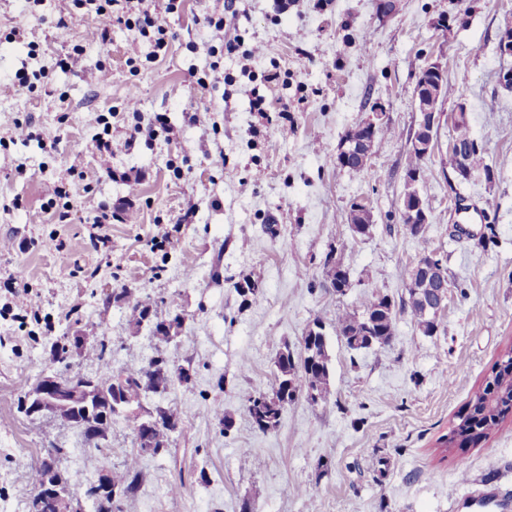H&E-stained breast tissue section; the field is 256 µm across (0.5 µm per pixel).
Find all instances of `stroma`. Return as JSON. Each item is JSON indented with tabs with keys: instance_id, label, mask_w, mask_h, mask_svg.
I'll list each match as a JSON object with an SVG mask.
<instances>
[{
	"instance_id": "obj_1",
	"label": "stroma",
	"mask_w": 512,
	"mask_h": 512,
	"mask_svg": "<svg viewBox=\"0 0 512 512\" xmlns=\"http://www.w3.org/2000/svg\"><path fill=\"white\" fill-rule=\"evenodd\" d=\"M314 3L294 0L280 16L274 0H238L242 37L266 47L246 60L207 54L218 39L202 20L214 2L188 0L185 13L165 15L174 38L151 60L149 39L117 24L101 42L94 15L81 9L67 37L57 38L61 0H41L43 23L17 32L25 0H0V238L15 243L0 251V281L22 275L37 297L23 321L0 317V512H26L30 485L7 476L31 471L47 448L62 451L58 467L72 500H83L98 477L78 428L16 408L53 368L52 344L90 330L96 337L71 355L72 370L95 375L103 347L116 371L149 367L161 354L191 374L142 398L147 412L174 410L178 429L166 450L142 459L123 512H241L246 502L253 512H503L470 493L458 475L462 459L512 512V419L477 447L445 452L439 444L512 348V90L498 82L512 58L497 51L500 31L512 26V0H396L388 17L377 0H328L321 11ZM76 45L82 58L56 67ZM135 51L146 60L134 72L126 59ZM214 61L234 81L202 88L197 79ZM97 62L111 69L109 82H87L83 69ZM430 62L446 70L454 93L438 104L445 119L417 184L429 210L417 240L400 208L419 121L413 89ZM274 65L285 78L269 85L263 76ZM38 71L43 89L19 84L18 74ZM133 82L142 119L166 114L169 131L132 136L123 102ZM257 92L299 105L292 123L253 111ZM377 103L396 134L376 139L364 171H348L336 162L338 145ZM461 104L490 174L452 187L454 125L446 116ZM195 111L207 117L193 125L184 115ZM94 112L112 125L109 176L88 147ZM15 118L30 121L40 140L12 142L6 132ZM44 139L57 140V153H45ZM132 168L140 182L124 180ZM61 182L76 208L69 224L52 223L45 208ZM456 193L473 205L466 215L454 208ZM122 198L135 201L139 223L109 225L108 244L89 249L90 217ZM355 201L370 209L364 235L349 226ZM190 208L193 223L178 224ZM270 224L278 237L267 233ZM171 230L178 248L153 245ZM423 248L448 272L438 331L423 335L402 311L390 343L348 349L337 315L361 310L369 292L404 297ZM333 251L353 282L343 295L325 267ZM246 278L261 285L248 303L237 289ZM126 288L180 316L174 341L158 343L130 321ZM317 321L330 356L328 400L298 399L276 429H255L245 394L268 388L278 353L300 351ZM134 438L133 420L113 418L100 443L105 469L121 470ZM179 479L184 485L173 491Z\"/></svg>"
}]
</instances>
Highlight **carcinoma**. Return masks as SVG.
Masks as SVG:
<instances>
[{
	"label": "carcinoma",
	"mask_w": 512,
	"mask_h": 512,
	"mask_svg": "<svg viewBox=\"0 0 512 512\" xmlns=\"http://www.w3.org/2000/svg\"><path fill=\"white\" fill-rule=\"evenodd\" d=\"M372 146L368 145L354 152L343 167L361 172L366 169L365 160L371 156ZM448 279L446 269L439 268L430 276L419 279L416 289L408 290L407 297L400 306L386 295L378 292L367 293L363 297L362 311L345 312L336 316V333L341 336L352 350L369 347V342L384 344L391 340L397 310L411 312L420 331L431 336L435 331L436 315L431 313L430 296L440 280ZM129 309L133 312L131 322L139 325L152 323L153 335L163 344L169 343L168 333L164 327L165 320L158 317L155 301L137 298L131 302ZM304 351L307 359L290 349L282 350L275 362L276 370L270 388L265 392H251L245 397L247 413L254 427L262 432L275 429L284 410L281 403L292 404L297 397L314 393L311 404L317 405L328 399L329 390V354L322 325L314 323L303 337ZM84 337L76 336L70 345L54 344L53 360L61 362L69 357L71 350L83 347ZM492 376L485 378L483 384L471 395L464 414L457 415V424L451 426L448 447L466 448L476 446L487 438L489 432L504 422L512 413V350L499 357L491 367ZM119 376L124 378V392L139 398L143 393L156 390L161 386L178 380H188V374L180 369L178 373L168 371L167 360L158 356L147 369L129 366ZM112 421L100 423L93 428L83 429L88 445L98 448V441L105 438ZM142 453L131 452L125 467L121 471L111 472L112 507L97 512H123V501L133 495L138 487V464Z\"/></svg>",
	"instance_id": "carcinoma-1"
}]
</instances>
